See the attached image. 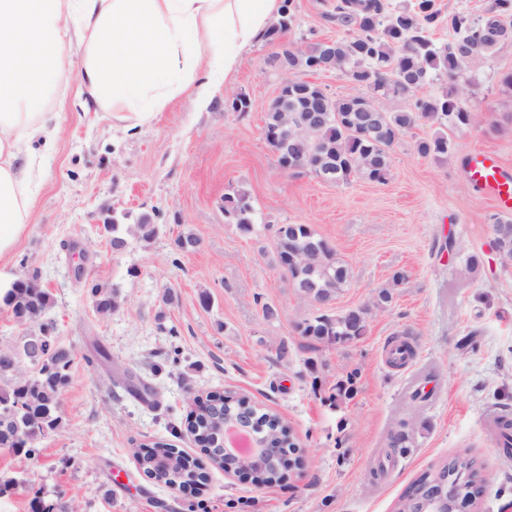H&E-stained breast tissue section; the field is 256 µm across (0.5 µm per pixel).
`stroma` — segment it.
<instances>
[{
  "mask_svg": "<svg viewBox=\"0 0 512 512\" xmlns=\"http://www.w3.org/2000/svg\"><path fill=\"white\" fill-rule=\"evenodd\" d=\"M335 3L294 0L288 43L347 37L330 17ZM276 50L262 41L246 51L209 107L186 94L133 128L86 101L77 82L53 94L62 117L36 160L33 222L0 261V279L39 274L56 334L76 358L63 427L41 441L37 460L0 451V473L64 492L77 512H396L422 472L467 456L493 479L459 512H512V462L487 423L512 413V264L493 245L497 210L461 174L476 148L512 168V40L457 82L425 87L456 96L471 121L449 127L453 150L442 157L418 152L435 131L418 121L393 145L382 184L280 169L263 137L284 78ZM240 95L243 112L231 107ZM240 190L254 207L250 234L224 217L225 195ZM115 215L127 224L147 215L162 230L116 251L98 230ZM277 224L310 225L331 243L349 270L336 309L370 311L359 342L326 348L301 336L316 307L274 261ZM187 230L201 247L181 255L174 240ZM80 268L118 290L112 314L97 313ZM397 273L392 302L374 309ZM265 304L276 319L264 318ZM402 332L416 356L394 368L386 347ZM351 373L355 395L332 408V387ZM211 392L277 413L305 451L301 468L259 488L209 464L194 493L146 477L137 454L158 441L202 459L188 422L192 398ZM398 437L406 448L390 455Z\"/></svg>",
  "mask_w": 512,
  "mask_h": 512,
  "instance_id": "35a3bbf8",
  "label": "stroma"
}]
</instances>
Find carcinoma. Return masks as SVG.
Listing matches in <instances>:
<instances>
[{
  "instance_id": "cac0c4a2",
  "label": "carcinoma",
  "mask_w": 512,
  "mask_h": 512,
  "mask_svg": "<svg viewBox=\"0 0 512 512\" xmlns=\"http://www.w3.org/2000/svg\"><path fill=\"white\" fill-rule=\"evenodd\" d=\"M292 2L284 5L280 18L268 31L267 41L275 44L292 27L295 16ZM336 21L353 33L349 39L327 43L320 39L288 52L290 76L299 85L288 89V109L295 117L294 132L308 143V154L299 162L301 169L316 178L327 176L339 184L352 177L383 183L390 171V150L400 136L421 119L440 124L466 125L470 113L457 98L447 93L421 96L420 89L439 77L455 80L475 53L484 55L496 47L489 39L494 29L512 32V0H495L482 17L472 20L458 14L448 17L454 40L438 46L431 32L443 23L435 0H415L395 13L387 12L386 0H369L360 8L357 0H336ZM336 56L337 68L350 79L366 87L364 94L340 98L329 96L319 85L301 80L300 74L315 70L326 51ZM404 98L410 109L401 112H370L369 99ZM452 145L448 134L439 131L421 141L418 151L425 155L443 156ZM224 216L240 231H255L254 208L245 192L224 197ZM159 227L145 215L137 224H121L118 217L105 225L104 233L116 245L130 236L148 242ZM494 243L512 255V218H495ZM276 262L288 265L296 288L322 294L331 302L348 282V270L336 257L335 250L308 224H283L275 229ZM312 251L319 259L310 265L294 264L297 255ZM96 311L108 315L118 308V291L93 281L87 286ZM36 306L42 317L27 325L22 345L17 349L0 348V357L10 358L17 370L0 365V450L36 459L40 442L57 431L62 424L59 401L71 381L74 351L56 339V324L48 316L54 305L51 292L32 287V279L24 276L0 290V309L11 316L30 315ZM369 310L350 308L336 310L317 308L315 314L299 325L300 334L327 345H348L368 332ZM51 344L40 357L33 353L36 345ZM256 423L250 426L254 439L272 434L273 440L288 448H296L288 426L270 411L254 409ZM492 435L506 454L512 453V419L495 421ZM486 479L483 467L473 458L455 457L448 463L421 474L399 503V512H419L434 493L451 487L454 496L467 490L477 494ZM27 483L16 476L0 475V495H10ZM28 512H72L71 501L61 495L50 499L42 489L32 492Z\"/></svg>"
}]
</instances>
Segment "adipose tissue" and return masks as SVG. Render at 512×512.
<instances>
[{
  "label": "adipose tissue",
  "instance_id": "adipose-tissue-1",
  "mask_svg": "<svg viewBox=\"0 0 512 512\" xmlns=\"http://www.w3.org/2000/svg\"><path fill=\"white\" fill-rule=\"evenodd\" d=\"M280 9L281 0H0V258L31 222L33 144L61 118L51 91L77 78L101 111L136 125L190 89L207 106Z\"/></svg>",
  "mask_w": 512,
  "mask_h": 512
}]
</instances>
